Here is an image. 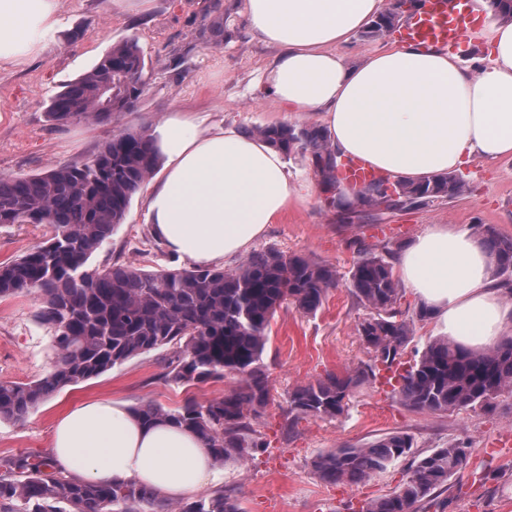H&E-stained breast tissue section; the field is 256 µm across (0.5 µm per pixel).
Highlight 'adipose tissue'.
<instances>
[{
	"label": "adipose tissue",
	"mask_w": 512,
	"mask_h": 512,
	"mask_svg": "<svg viewBox=\"0 0 512 512\" xmlns=\"http://www.w3.org/2000/svg\"><path fill=\"white\" fill-rule=\"evenodd\" d=\"M383 0H247L257 36L279 50L269 91L288 112H316L334 147L403 181L456 170L475 158L512 157V23L487 12L481 37L489 64L461 65L444 51L412 46L348 64L350 35ZM57 24L55 0H0V62L37 53ZM162 167L146 221L173 255L197 265L233 258L287 208L294 191L281 152L235 128L173 112L150 133ZM403 288L438 331L483 350L512 327L491 279V258L469 231L435 224L398 257ZM57 467L90 482L135 483L178 497L214 476L193 432L143 424L125 403L86 400L57 421Z\"/></svg>",
	"instance_id": "obj_1"
}]
</instances>
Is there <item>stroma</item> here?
<instances>
[{
    "instance_id": "1",
    "label": "stroma",
    "mask_w": 512,
    "mask_h": 512,
    "mask_svg": "<svg viewBox=\"0 0 512 512\" xmlns=\"http://www.w3.org/2000/svg\"><path fill=\"white\" fill-rule=\"evenodd\" d=\"M210 0H57L56 30L42 40L39 53L19 64L0 63V175L26 176L90 157L107 139L124 130L147 131L167 114L202 113L208 121L244 131L278 123L317 122L312 113L283 111L264 87L265 71L278 55L262 42L247 19L245 0H223L229 15L222 43L204 44L196 31ZM137 36L148 80L131 111L109 125L74 121L51 124L46 116L52 95L77 79L111 48ZM298 198L250 245V252L304 254L347 276L361 246L389 244L399 252L433 224H453L470 232L483 225L512 237V159H474L463 166L470 190L452 202L385 215L366 224L342 225L320 192L309 157L286 160ZM149 187L133 197L125 221L92 260L104 268L130 261L147 271L176 266L146 222ZM46 227L0 226V262L39 244ZM39 304L22 296L0 301V380L28 382L52 366L50 333L36 317ZM365 308L348 288L329 291L318 312L291 306L271 321L264 363L272 400L253 428L267 442L251 461L228 460L216 467L217 479L200 495L218 489L233 492L243 512H353L365 501L390 493L408 477V461L359 486L323 482L312 462L344 444L364 445L385 433L412 435L415 452L465 443L468 467L454 475L426 512H512V456L491 455L489 448L512 431V391L492 406L447 413H421L402 405L374 385L357 388L349 408L333 419L290 421L288 400L298 386L344 372L368 361L356 327ZM168 350L159 349L105 374L66 388L21 424L0 422V458L47 455L58 417L82 400L108 398L134 407L152 401L173 409L186 395L199 402L221 397L237 382L228 375L191 388L164 379Z\"/></svg>"
}]
</instances>
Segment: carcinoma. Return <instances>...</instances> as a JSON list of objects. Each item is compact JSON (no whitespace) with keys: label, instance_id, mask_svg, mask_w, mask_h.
<instances>
[{"label":"carcinoma","instance_id":"obj_1","mask_svg":"<svg viewBox=\"0 0 512 512\" xmlns=\"http://www.w3.org/2000/svg\"><path fill=\"white\" fill-rule=\"evenodd\" d=\"M403 13L388 4L360 32L378 39L395 31ZM199 35L224 41L222 0L204 12ZM146 86L139 40L129 37L105 52L92 68L53 95L48 121L74 119L107 125L134 107ZM249 134L284 155H309L319 186L341 224H361L395 211L452 201L470 190L467 178L447 172L417 183L379 178L355 192L359 208L345 202L338 168L343 155L328 131L316 124L259 126ZM160 166L145 132L126 131L104 141L88 159L22 177L0 176V226L48 219L50 237L0 263V300L24 295L39 302L38 318L51 333L52 369L29 381L0 380V422L23 423L55 393L97 378L159 348L172 349L165 379L195 386L239 376L224 396L204 404L192 397L174 410L147 401L133 412L146 424L168 420L195 432L212 463L249 460L265 447L251 420L271 401L263 354L271 319L291 304L304 314L323 306L339 286L335 267L302 254L254 253L235 269L179 266L146 271L133 263L99 269L90 260L125 220L132 198ZM483 244L493 272L512 273V237L487 226ZM388 247H369L353 265L346 287L369 313L357 334L370 360L341 375L301 385L290 396L293 419L335 418L364 383L375 384L395 370L391 394L418 412L459 411L487 406L494 394L512 390V338L483 352H471L442 338L419 358L402 361L415 322L430 317L425 306L409 316L398 307L401 288L387 260ZM413 438L388 433L360 447L342 445L318 455L312 466L332 484L358 486L406 458ZM469 463L467 447L450 443L413 458L405 482L366 501L360 512H423L425 502ZM0 512H242L237 499L217 490L208 497L174 502L158 490L136 484L102 485L52 468L49 458L25 454L0 458Z\"/></svg>","mask_w":512,"mask_h":512}]
</instances>
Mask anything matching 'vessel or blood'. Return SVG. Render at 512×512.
I'll use <instances>...</instances> for the list:
<instances>
[{
    "instance_id": "b4317fda",
    "label": "vessel or blood",
    "mask_w": 512,
    "mask_h": 512,
    "mask_svg": "<svg viewBox=\"0 0 512 512\" xmlns=\"http://www.w3.org/2000/svg\"><path fill=\"white\" fill-rule=\"evenodd\" d=\"M483 20L477 0H425L423 9L397 30L396 38L424 51H454ZM377 176V171L361 159L351 157L342 161L340 177L346 186L357 188Z\"/></svg>"
}]
</instances>
